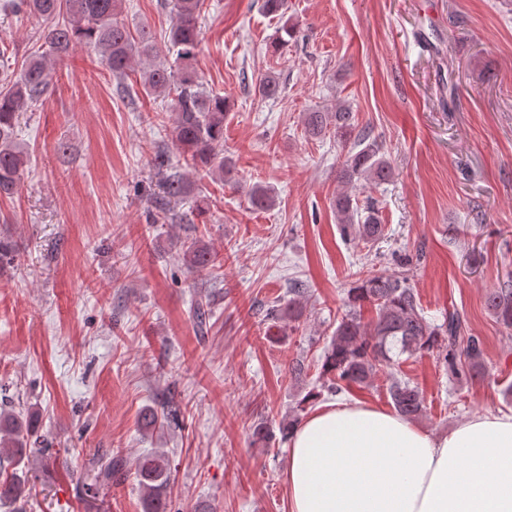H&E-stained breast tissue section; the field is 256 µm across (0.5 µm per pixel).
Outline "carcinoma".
Instances as JSON below:
<instances>
[{
  "label": "carcinoma",
  "mask_w": 512,
  "mask_h": 512,
  "mask_svg": "<svg viewBox=\"0 0 512 512\" xmlns=\"http://www.w3.org/2000/svg\"><path fill=\"white\" fill-rule=\"evenodd\" d=\"M120 0H0V9L25 12L42 28L44 52L33 55L20 74L0 79V196L12 195L28 162L27 149L16 137L19 112L42 101L50 80L48 59L61 57L83 45L101 58L112 76L123 82L126 71L142 65L139 84L148 96L168 99L174 149L179 159L159 155L161 194L154 197L151 213L156 224L183 220L174 205L190 193L189 171H203L219 181L235 169L232 158L224 155V119L231 102L210 93L193 66L200 42L199 17L205 0H163L172 23L163 44L143 29L133 36L118 20ZM284 0H262V10L283 20L271 47L278 51L296 34L295 25L284 20ZM166 59L159 60L160 56ZM263 99L280 93L276 76L264 74L255 83ZM302 123L310 137L331 134L344 149L337 170L343 190L336 195L334 210L342 236L358 245L371 246L385 236L379 209L359 204L356 191L364 185L390 181L393 169L377 140L366 129H356L354 113L345 105L328 112L313 109L303 113ZM272 190L255 185L249 191V204L255 210L274 206ZM184 264L190 270L213 266L214 255L197 242L182 243ZM410 259L404 257L392 272L369 269L359 274L347 290L344 312L324 351L320 375L326 378L324 391L340 394L352 387L369 388L378 373L388 374L387 392L394 409L413 420L426 411L418 386L393 372L400 357L437 352L438 358L460 384L471 383L484 374V348L478 336L461 335L462 322L457 312L448 313L440 325L424 316L414 286L407 274ZM370 304L376 318L363 322L361 309ZM486 305L490 313L512 335V288L489 291ZM210 310L206 296H199L192 319L199 333L207 332ZM162 411L145 409L142 425L159 432L169 423H178L179 409L168 401ZM49 450L37 435L30 417L11 410L0 411V468L10 466L14 473L0 478V502L16 500L25 486L19 470H27ZM135 479L141 491L142 512H167V491L171 483L169 456L152 451L137 458ZM127 476L123 460L111 457L94 464L92 478L81 484V495L95 500Z\"/></svg>",
  "instance_id": "cac0c4a2"
}]
</instances>
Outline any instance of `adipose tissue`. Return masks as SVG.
I'll list each match as a JSON object with an SVG mask.
<instances>
[{
	"mask_svg": "<svg viewBox=\"0 0 512 512\" xmlns=\"http://www.w3.org/2000/svg\"><path fill=\"white\" fill-rule=\"evenodd\" d=\"M289 512H512V414L432 434L366 403H336L288 437Z\"/></svg>",
	"mask_w": 512,
	"mask_h": 512,
	"instance_id": "ef3b65f1",
	"label": "adipose tissue"
}]
</instances>
